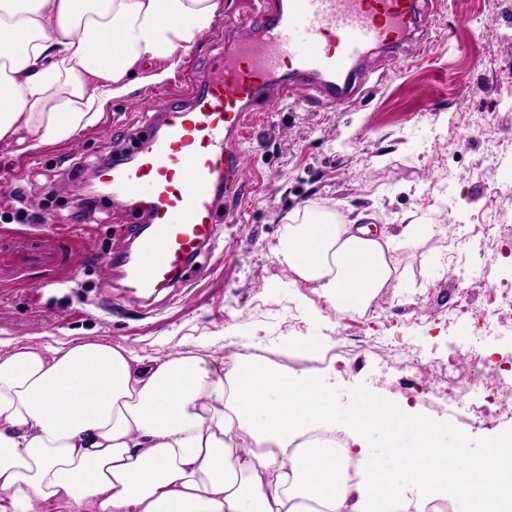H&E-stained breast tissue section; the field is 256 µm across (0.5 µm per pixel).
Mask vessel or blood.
<instances>
[{"instance_id":"1","label":"vessel or blood","mask_w":512,"mask_h":512,"mask_svg":"<svg viewBox=\"0 0 512 512\" xmlns=\"http://www.w3.org/2000/svg\"><path fill=\"white\" fill-rule=\"evenodd\" d=\"M431 0H258L232 24L224 48L198 80L182 75L181 106L161 93L146 137L124 160L101 171L112 201L137 217L121 239L134 251H113L109 269L128 288L152 295L173 287L216 224L211 190H224V222L238 221L233 188L245 176L241 146L256 113L305 94L332 106H351L371 77L364 62L381 51L399 61L414 45L412 32L428 17ZM77 236L60 229L0 232V283L32 269L68 266Z\"/></svg>"}]
</instances>
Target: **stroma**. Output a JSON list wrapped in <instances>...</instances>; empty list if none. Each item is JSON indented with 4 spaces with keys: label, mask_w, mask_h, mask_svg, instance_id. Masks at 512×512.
I'll return each mask as SVG.
<instances>
[{
    "label": "stroma",
    "mask_w": 512,
    "mask_h": 512,
    "mask_svg": "<svg viewBox=\"0 0 512 512\" xmlns=\"http://www.w3.org/2000/svg\"><path fill=\"white\" fill-rule=\"evenodd\" d=\"M212 28L182 52L203 71L223 47L225 25L247 15L251 0H220ZM418 56L380 70L355 103L330 108L316 95L279 104L242 145L247 179L236 194L241 220L218 229L184 287L145 304L106 286L100 259L129 215L101 199L81 217L72 194L89 171L150 119L158 91L139 85L112 101L101 120L74 139L35 149L0 143V226H61L82 236V254L42 287L43 273L0 290V355L17 341L60 346L85 338L132 348L149 359L216 352L295 377L318 376L344 417L362 398L381 395L446 430L467 433L470 456L512 435V418L473 427L440 370L449 352L485 346L493 360L512 355V332L486 313L512 289V231L490 239L486 256L423 236L400 242L406 224H449L461 234L472 215L512 217V162L491 166L488 140L512 146V0H440ZM318 211L344 224H372L395 237L397 280L364 315L341 316L313 302L310 288L289 287L274 250L285 224ZM468 290L472 317L455 335L448 319ZM418 359L398 369L393 359Z\"/></svg>",
    "instance_id": "1"
}]
</instances>
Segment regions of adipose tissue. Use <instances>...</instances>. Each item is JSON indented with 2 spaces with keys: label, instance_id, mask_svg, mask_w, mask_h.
Masks as SVG:
<instances>
[{
  "label": "adipose tissue",
  "instance_id": "ef3b65f1",
  "mask_svg": "<svg viewBox=\"0 0 512 512\" xmlns=\"http://www.w3.org/2000/svg\"><path fill=\"white\" fill-rule=\"evenodd\" d=\"M219 11L220 0H0V142L71 140L132 84L170 78ZM392 249L367 225L306 218L287 225L275 257L289 286L362 315L395 279ZM335 424L318 377L295 382L235 355L147 363L83 339L19 341L0 356V492L16 512L56 499L84 512H408L412 487L431 499L475 488L472 512H497L512 487L498 446L459 471L466 436L443 446L437 427L374 396L345 428L359 446L382 434L394 454L348 482L342 451L297 444ZM405 433L417 449L399 447Z\"/></svg>",
  "mask_w": 512,
  "mask_h": 512
}]
</instances>
